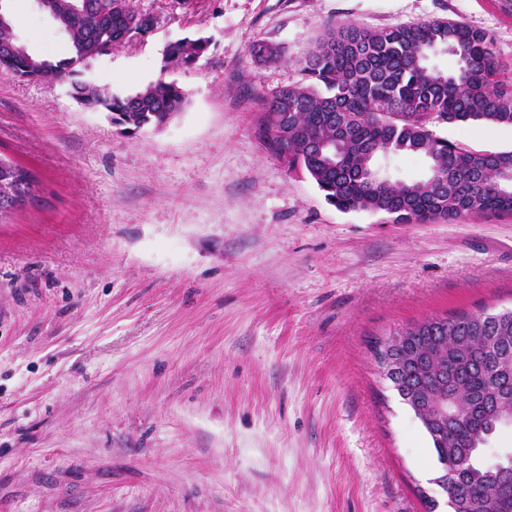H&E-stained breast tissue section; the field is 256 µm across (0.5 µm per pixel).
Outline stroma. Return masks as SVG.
Wrapping results in <instances>:
<instances>
[{
	"instance_id": "1",
	"label": "stroma",
	"mask_w": 512,
	"mask_h": 512,
	"mask_svg": "<svg viewBox=\"0 0 512 512\" xmlns=\"http://www.w3.org/2000/svg\"><path fill=\"white\" fill-rule=\"evenodd\" d=\"M157 25L82 69L119 95L174 81L184 109L122 134L69 81L0 76V153L34 201L0 224V512H448L429 440L370 351L427 317L512 306V214L392 224L344 213L254 131L261 95L331 22L436 18L493 35L501 0H131ZM18 43L64 57L35 0ZM209 38L161 70L168 42ZM261 41L282 62L250 60ZM480 151L512 128L441 125ZM436 508H429V500Z\"/></svg>"
}]
</instances>
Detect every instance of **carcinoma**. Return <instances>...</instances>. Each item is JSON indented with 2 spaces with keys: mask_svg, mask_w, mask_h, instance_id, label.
<instances>
[{
  "mask_svg": "<svg viewBox=\"0 0 512 512\" xmlns=\"http://www.w3.org/2000/svg\"><path fill=\"white\" fill-rule=\"evenodd\" d=\"M92 14L76 17L60 0L47 7L69 34V56L36 57L15 47L12 27L0 26V76L58 79L77 73L79 50L106 40L121 21H135L129 2L89 0ZM204 37L169 43L163 68H188L207 52ZM455 59L452 69L431 64L437 51ZM258 66L283 60V48L261 41L249 51ZM302 83L281 87L265 97L256 132L266 150L286 170L301 169L314 180L324 199L337 209L385 214L395 224H426L461 215L491 217L512 213V150H471L438 136L440 124L482 122L512 126V87L498 75L494 38L455 19H431L412 25L369 29L331 23L303 53ZM85 104L109 113L129 135L162 125L186 103L174 82L159 81L134 94L97 93L72 81ZM391 153L414 154L427 162L416 181H392L376 160ZM34 178L26 167L0 155V187L13 172ZM402 365L387 376L404 404L421 402L424 427L439 464L436 479L448 483L451 512H508L502 471L479 455L504 421L497 392L512 389V370L493 376L487 367L485 338L498 336L512 357V308L460 310L432 316L403 328ZM448 397L477 400L478 420L454 425L441 421L437 403ZM467 467L453 472L459 459Z\"/></svg>",
  "mask_w": 512,
  "mask_h": 512,
  "instance_id": "obj_1",
  "label": "carcinoma"
}]
</instances>
